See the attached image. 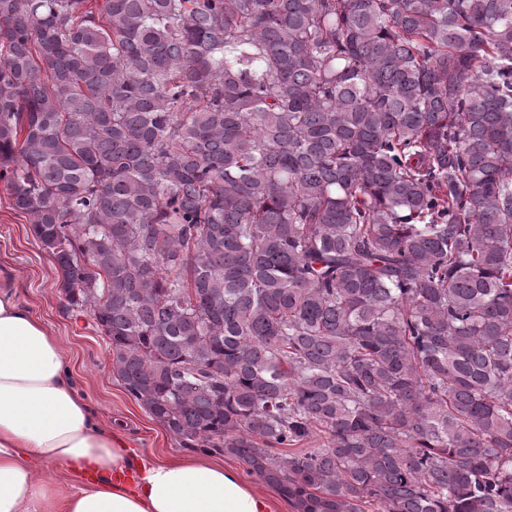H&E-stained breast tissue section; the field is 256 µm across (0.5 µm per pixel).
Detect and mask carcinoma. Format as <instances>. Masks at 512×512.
Segmentation results:
<instances>
[{"label":"carcinoma","mask_w":512,"mask_h":512,"mask_svg":"<svg viewBox=\"0 0 512 512\" xmlns=\"http://www.w3.org/2000/svg\"><path fill=\"white\" fill-rule=\"evenodd\" d=\"M0 180L182 447L512 512V0H0Z\"/></svg>","instance_id":"cac0c4a2"}]
</instances>
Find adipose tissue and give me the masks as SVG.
<instances>
[{"label": "adipose tissue", "mask_w": 512, "mask_h": 512, "mask_svg": "<svg viewBox=\"0 0 512 512\" xmlns=\"http://www.w3.org/2000/svg\"><path fill=\"white\" fill-rule=\"evenodd\" d=\"M0 512H272L200 457L130 454L68 380L47 323L0 276Z\"/></svg>", "instance_id": "1"}]
</instances>
